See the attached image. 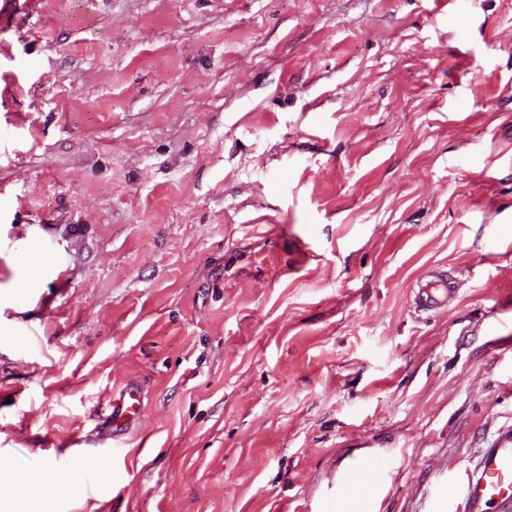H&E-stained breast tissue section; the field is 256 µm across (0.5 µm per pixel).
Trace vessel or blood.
<instances>
[{"mask_svg": "<svg viewBox=\"0 0 512 512\" xmlns=\"http://www.w3.org/2000/svg\"><path fill=\"white\" fill-rule=\"evenodd\" d=\"M457 290L446 274L428 273L415 291V303L427 311L448 309ZM141 393L129 387L121 391L118 403L112 409V437L120 439L121 433L135 423L140 415ZM367 473L363 470L349 476L348 512H372L373 495L366 487ZM39 480L48 485H73L76 494L89 493L91 486L77 478L68 464H56L40 472ZM494 502L503 512H512V445L484 449L468 483V512H482L483 505Z\"/></svg>", "mask_w": 512, "mask_h": 512, "instance_id": "b4317fda", "label": "vessel or blood"}]
</instances>
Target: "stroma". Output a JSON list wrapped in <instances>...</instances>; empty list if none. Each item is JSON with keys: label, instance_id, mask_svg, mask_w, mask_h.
<instances>
[{"label": "stroma", "instance_id": "obj_1", "mask_svg": "<svg viewBox=\"0 0 512 512\" xmlns=\"http://www.w3.org/2000/svg\"><path fill=\"white\" fill-rule=\"evenodd\" d=\"M511 436L512 0L19 5L0 512H337L379 456L373 512H463ZM93 449L103 495L26 487ZM458 288L441 272H429L417 283L415 304L427 311L447 310L455 300ZM142 405L141 393L137 388L128 387L121 391L118 404L112 409V450L122 448L116 442L120 439L122 431L135 423L140 415Z\"/></svg>", "mask_w": 512, "mask_h": 512}]
</instances>
